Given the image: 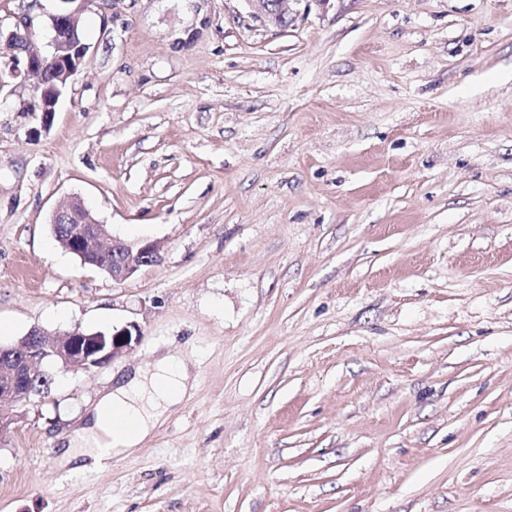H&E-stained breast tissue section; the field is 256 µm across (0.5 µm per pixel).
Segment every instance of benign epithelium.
<instances>
[{
	"mask_svg": "<svg viewBox=\"0 0 512 512\" xmlns=\"http://www.w3.org/2000/svg\"><path fill=\"white\" fill-rule=\"evenodd\" d=\"M87 0H59L62 7L49 16L53 35L47 49L31 48L29 29L32 21L25 18L8 33L0 30V42L13 59H26L24 76L33 77L34 96L39 99L44 116L55 107L67 83L80 71L89 46L77 38L81 9L69 4ZM250 15L258 20L269 19L275 12L288 23L293 20V5L302 0H245ZM51 224L68 225L65 249L77 256L85 266L107 274L114 281H123L144 267L161 262L159 246L149 241H126L109 233L77 198L57 208ZM112 248V263L101 264L98 253ZM138 324L128 323L110 333L88 332L75 327L52 334L40 328L31 329L15 342L0 344V439L11 434L25 415V407L40 392V387L53 381L58 372L91 371L102 368L134 350L141 341Z\"/></svg>",
	"mask_w": 512,
	"mask_h": 512,
	"instance_id": "1",
	"label": "benign epithelium"
}]
</instances>
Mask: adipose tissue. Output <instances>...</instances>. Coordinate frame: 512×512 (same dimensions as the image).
Wrapping results in <instances>:
<instances>
[{
    "instance_id": "obj_1",
    "label": "adipose tissue",
    "mask_w": 512,
    "mask_h": 512,
    "mask_svg": "<svg viewBox=\"0 0 512 512\" xmlns=\"http://www.w3.org/2000/svg\"><path fill=\"white\" fill-rule=\"evenodd\" d=\"M195 383L186 363L171 354L149 368H136L129 379L100 396L82 426L69 436L64 460L86 470L135 451Z\"/></svg>"
}]
</instances>
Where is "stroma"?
<instances>
[{
	"mask_svg": "<svg viewBox=\"0 0 512 512\" xmlns=\"http://www.w3.org/2000/svg\"><path fill=\"white\" fill-rule=\"evenodd\" d=\"M56 0H0V30ZM33 109L0 47V334L142 340L0 442V512H512V0H85ZM81 198L160 264L56 246ZM170 351L189 399L101 470L62 437ZM250 10V15L261 21H268L271 7L277 16L288 25L296 14L293 5L302 0H244ZM273 1V2H271Z\"/></svg>",
	"mask_w": 512,
	"mask_h": 512,
	"instance_id": "stroma-1",
	"label": "stroma"
}]
</instances>
